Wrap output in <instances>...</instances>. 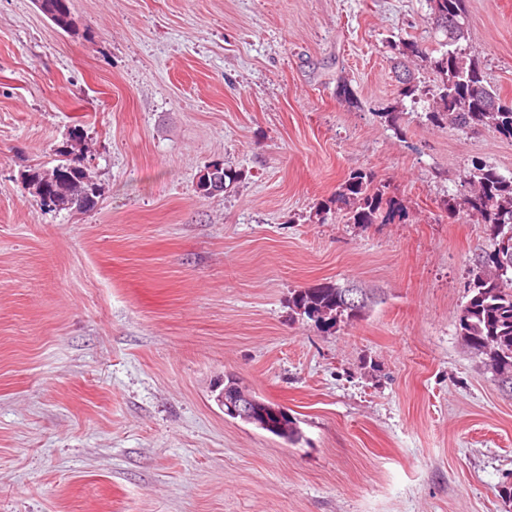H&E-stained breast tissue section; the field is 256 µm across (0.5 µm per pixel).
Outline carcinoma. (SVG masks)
Instances as JSON below:
<instances>
[{
	"label": "carcinoma",
	"mask_w": 512,
	"mask_h": 512,
	"mask_svg": "<svg viewBox=\"0 0 512 512\" xmlns=\"http://www.w3.org/2000/svg\"><path fill=\"white\" fill-rule=\"evenodd\" d=\"M430 25L445 36L440 55L434 57L416 42H408L412 56L429 63L437 76L435 107L429 117L468 131L489 128L512 137V101H506L485 85L477 57L470 54L467 40L466 0H429ZM39 10L65 33L75 31L69 0H36ZM83 132L74 128L69 148L62 150L59 163L34 168L21 177L24 191L55 211L84 212L95 207L98 183L93 167L86 162ZM233 175L212 164L199 178L204 195L224 190ZM370 171H357L336 191V200L350 205L351 224L392 223L406 219V207L394 197L374 188ZM448 214L473 216L489 232L493 250L478 258L472 269L473 292L458 314L459 334L466 345L490 367L498 383L512 390V177L481 161L472 162L460 179L456 192L448 196ZM371 290L353 284H323L306 288L294 298L300 314L328 328L337 321L353 319L373 302ZM238 392L247 398L245 414L238 418L289 444L302 434L288 408L268 401L234 381L224 384L216 401Z\"/></svg>",
	"instance_id": "cac0c4a2"
}]
</instances>
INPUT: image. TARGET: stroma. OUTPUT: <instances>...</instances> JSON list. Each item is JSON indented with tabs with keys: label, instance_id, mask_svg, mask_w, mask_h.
<instances>
[{
	"label": "stroma",
	"instance_id": "obj_1",
	"mask_svg": "<svg viewBox=\"0 0 512 512\" xmlns=\"http://www.w3.org/2000/svg\"><path fill=\"white\" fill-rule=\"evenodd\" d=\"M69 6L67 34L0 0V512H512V392L457 322L490 241L445 209L473 160L512 177V139L429 119L400 54L435 48L429 0ZM467 10L511 100L512 0ZM76 127L100 196L59 212L21 175ZM212 163L233 178L205 196ZM356 170L406 222L347 223ZM326 283L378 300L329 329L293 306ZM228 376L300 443L225 415Z\"/></svg>",
	"mask_w": 512,
	"mask_h": 512
}]
</instances>
